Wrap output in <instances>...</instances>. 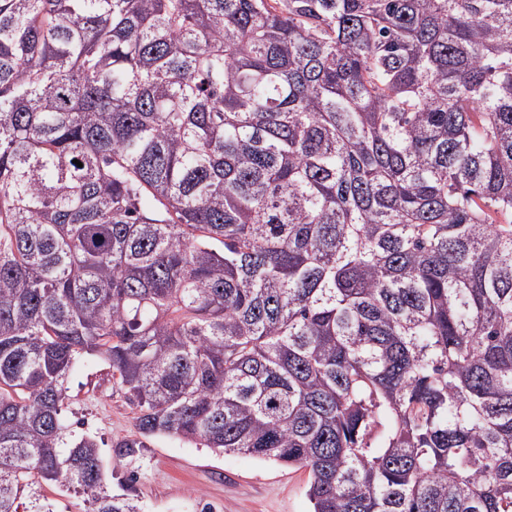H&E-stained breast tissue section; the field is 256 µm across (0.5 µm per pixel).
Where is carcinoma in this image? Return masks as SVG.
<instances>
[{
    "label": "carcinoma",
    "instance_id": "cac0c4a2",
    "mask_svg": "<svg viewBox=\"0 0 512 512\" xmlns=\"http://www.w3.org/2000/svg\"><path fill=\"white\" fill-rule=\"evenodd\" d=\"M84 355L118 457L512 512V0H0V512H141L64 416ZM41 494L51 504L53 512H86L84 498L57 483H41Z\"/></svg>",
    "mask_w": 512,
    "mask_h": 512
}]
</instances>
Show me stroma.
Instances as JSON below:
<instances>
[{
  "label": "stroma",
  "mask_w": 512,
  "mask_h": 512,
  "mask_svg": "<svg viewBox=\"0 0 512 512\" xmlns=\"http://www.w3.org/2000/svg\"><path fill=\"white\" fill-rule=\"evenodd\" d=\"M67 387L64 415L75 434L101 442L107 492L135 496L143 512H311L303 469L169 436L149 439L134 456L116 457L113 443L135 433V411L113 388L103 358H80Z\"/></svg>",
  "instance_id": "obj_1"
}]
</instances>
